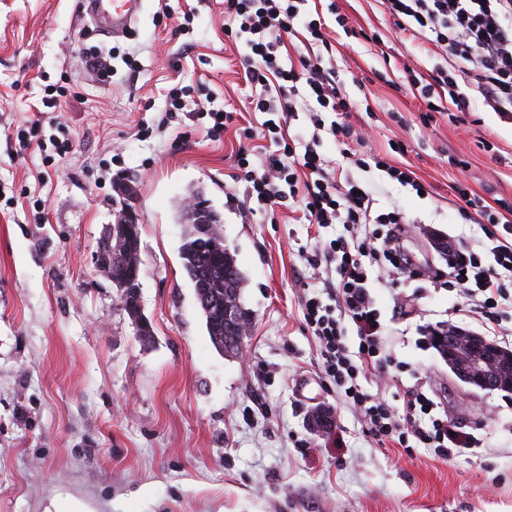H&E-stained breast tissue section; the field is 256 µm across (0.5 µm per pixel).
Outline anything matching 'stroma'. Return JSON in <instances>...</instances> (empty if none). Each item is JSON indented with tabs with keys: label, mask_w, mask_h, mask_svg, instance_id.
Instances as JSON below:
<instances>
[{
	"label": "stroma",
	"mask_w": 512,
	"mask_h": 512,
	"mask_svg": "<svg viewBox=\"0 0 512 512\" xmlns=\"http://www.w3.org/2000/svg\"><path fill=\"white\" fill-rule=\"evenodd\" d=\"M337 3L349 27L379 36L331 35L332 64L351 97L369 105L349 116L369 138L347 148L394 157L424 187L374 168L354 173L378 209L407 216L405 245L423 272L373 287L383 346L421 372L481 448L446 462L424 448L407 456L378 447L324 388L300 297L334 270L309 267L299 250L344 227L272 219L229 201L244 191L232 179L240 133L264 116L251 110L224 37V0H148L122 36L100 31L82 0H0V512H512V394L465 385L429 340L451 323L512 350V310L486 323L428 279L448 269L433 235L476 249L485 240L458 213L454 182L466 179L489 201L512 196V124L479 110L422 125L419 101L374 74L425 71L427 52L391 29L380 0ZM165 8L161 28L155 17ZM92 46L110 55L111 83L85 70ZM64 76L66 97L40 108L46 86ZM180 81L206 91L169 119L166 93ZM226 106L235 125L209 137V110ZM35 119L43 139L69 145L41 186L42 158L17 137ZM396 142L404 153L393 154ZM453 157L467 170L450 165ZM120 177L137 190L147 343L96 262L123 205L113 190ZM196 190L221 214L246 277L253 320L236 358L211 343L179 256L180 208ZM303 377L305 396L295 388ZM321 407L334 419L326 434L308 423Z\"/></svg>",
	"instance_id": "1"
}]
</instances>
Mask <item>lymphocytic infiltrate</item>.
<instances>
[{"label": "lymphocytic infiltrate", "mask_w": 512, "mask_h": 512, "mask_svg": "<svg viewBox=\"0 0 512 512\" xmlns=\"http://www.w3.org/2000/svg\"><path fill=\"white\" fill-rule=\"evenodd\" d=\"M305 0H224L228 40L243 43L238 54L244 78L254 94L255 111L264 113L260 132H246L236 153L235 181L244 183V201L276 214L286 200L296 201L308 223L343 225V235L302 250L310 267L332 265L336 275L322 289L305 288L300 305L303 322L318 346V367L325 386L336 389L362 419L366 434L380 447L413 454L426 448L443 460L473 452L479 440L448 419L424 390L422 381L403 388V410H396L367 384L393 362L382 348L384 325L371 295L370 282L397 281L410 273L402 237L407 219L398 208L381 212L371 191L349 176L350 168L375 166L390 179L421 190L416 174L383 157L352 159L350 168L333 167L314 144L287 138L300 93L316 103L310 113L315 129L337 142L358 138L348 113L357 111L335 67L323 66L332 52L324 17L307 18ZM396 31L431 45L428 72H409L413 96L433 113H467L475 108L512 120V0H383ZM305 30L317 55L287 61L286 38ZM270 141L258 164H250L249 140ZM459 213L481 224L489 242L484 252L458 243L448 257L447 275H433L434 287L457 292L471 312L489 322L512 308V200L486 201L464 183L453 186ZM355 328L357 348L346 342Z\"/></svg>", "instance_id": "1"}]
</instances>
